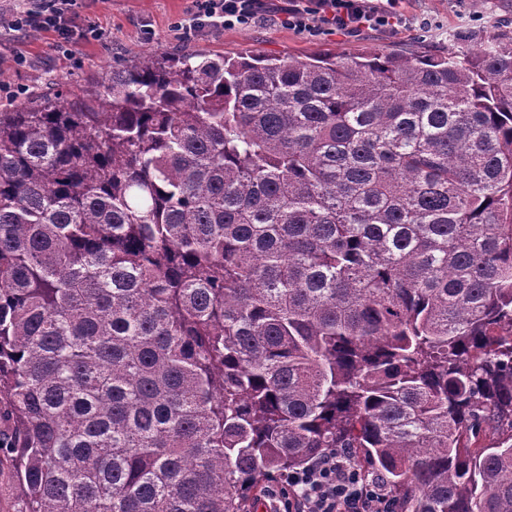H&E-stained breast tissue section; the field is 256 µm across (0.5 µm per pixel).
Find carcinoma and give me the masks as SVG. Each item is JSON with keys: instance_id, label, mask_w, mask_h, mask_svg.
I'll return each instance as SVG.
<instances>
[{"instance_id": "obj_1", "label": "carcinoma", "mask_w": 512, "mask_h": 512, "mask_svg": "<svg viewBox=\"0 0 512 512\" xmlns=\"http://www.w3.org/2000/svg\"><path fill=\"white\" fill-rule=\"evenodd\" d=\"M0 409L24 512H247L338 452L392 512H512V41L0 111Z\"/></svg>"}]
</instances>
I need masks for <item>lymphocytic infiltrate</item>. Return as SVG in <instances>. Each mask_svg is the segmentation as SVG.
Returning <instances> with one entry per match:
<instances>
[{
	"label": "lymphocytic infiltrate",
	"mask_w": 512,
	"mask_h": 512,
	"mask_svg": "<svg viewBox=\"0 0 512 512\" xmlns=\"http://www.w3.org/2000/svg\"><path fill=\"white\" fill-rule=\"evenodd\" d=\"M404 0H286L282 25L300 32L327 29L351 35L364 29L396 34L411 28L435 33L431 17L405 12ZM267 9L266 0H190L183 38L247 27ZM77 0H36L34 7L15 13L10 27L16 32L48 31L57 48L69 52L74 40H97L93 27L75 28ZM282 512H390L391 503L378 477H365L329 454L282 479Z\"/></svg>",
	"instance_id": "1"
}]
</instances>
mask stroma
Listing matches in <instances>:
<instances>
[{"instance_id":"35a3bbf8","label":"stroma","mask_w":512,"mask_h":512,"mask_svg":"<svg viewBox=\"0 0 512 512\" xmlns=\"http://www.w3.org/2000/svg\"><path fill=\"white\" fill-rule=\"evenodd\" d=\"M188 0H81L79 12L104 31L99 42H79L71 56L58 51L48 32L6 33L0 28V82L11 87L14 96L0 99V109L23 106L31 96L53 98L58 91L79 93L111 69L161 51L180 53L183 49H204L233 56L251 49L266 55L303 59L321 50L353 54L380 49L391 53L466 54L477 51L491 36L512 37V0H470L478 13L472 22V39L439 40L416 31L396 35L366 31L355 37L336 34L309 36L281 26L264 17L245 29H227L207 37L183 40L177 24L185 16ZM27 58L17 66L14 51Z\"/></svg>"}]
</instances>
